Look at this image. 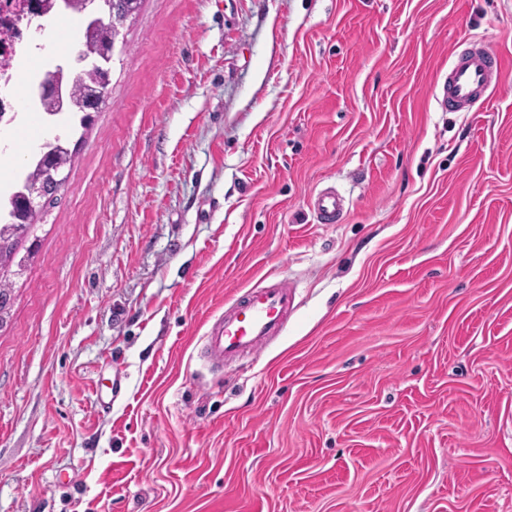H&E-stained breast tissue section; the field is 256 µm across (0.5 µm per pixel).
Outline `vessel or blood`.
Wrapping results in <instances>:
<instances>
[{"instance_id":"1","label":"vessel or blood","mask_w":512,"mask_h":512,"mask_svg":"<svg viewBox=\"0 0 512 512\" xmlns=\"http://www.w3.org/2000/svg\"><path fill=\"white\" fill-rule=\"evenodd\" d=\"M501 80L497 52L488 44L476 43L455 55L435 100L442 111L468 112ZM313 210L322 223H335L343 213L344 198L336 188L323 189L313 201ZM295 298V283L285 279L243 289L225 303L223 314L208 328V363L221 368L267 348L286 328Z\"/></svg>"}]
</instances>
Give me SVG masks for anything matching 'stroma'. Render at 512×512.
I'll return each instance as SVG.
<instances>
[{
	"label": "stroma",
	"mask_w": 512,
	"mask_h": 512,
	"mask_svg": "<svg viewBox=\"0 0 512 512\" xmlns=\"http://www.w3.org/2000/svg\"><path fill=\"white\" fill-rule=\"evenodd\" d=\"M122 34L0 329V512H512V0H143ZM475 40L505 81L441 111ZM268 275L286 329L209 372ZM313 210L323 224L335 223L343 213L344 197L336 187L323 189L313 201Z\"/></svg>",
	"instance_id": "obj_1"
}]
</instances>
